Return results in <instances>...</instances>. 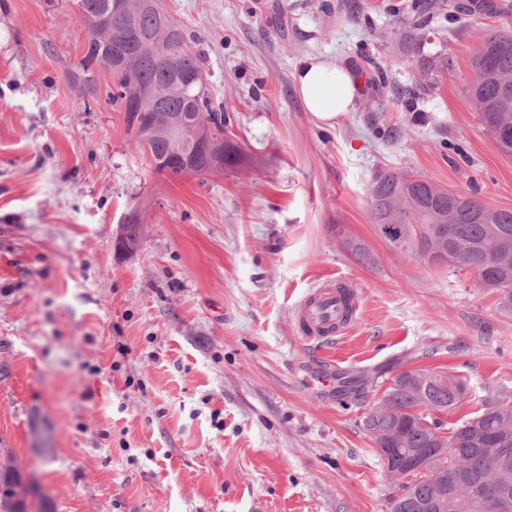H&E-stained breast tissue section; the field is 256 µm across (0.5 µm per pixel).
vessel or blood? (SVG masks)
Masks as SVG:
<instances>
[{"label":"vessel or blood","mask_w":512,"mask_h":512,"mask_svg":"<svg viewBox=\"0 0 512 512\" xmlns=\"http://www.w3.org/2000/svg\"><path fill=\"white\" fill-rule=\"evenodd\" d=\"M357 311L356 293L327 283L307 293L297 304V332L305 343L318 346L344 334Z\"/></svg>","instance_id":"obj_1"}]
</instances>
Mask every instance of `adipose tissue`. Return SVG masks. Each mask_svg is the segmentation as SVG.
Listing matches in <instances>:
<instances>
[{
  "instance_id": "adipose-tissue-1",
  "label": "adipose tissue",
  "mask_w": 512,
  "mask_h": 512,
  "mask_svg": "<svg viewBox=\"0 0 512 512\" xmlns=\"http://www.w3.org/2000/svg\"><path fill=\"white\" fill-rule=\"evenodd\" d=\"M360 81L333 61L305 60L295 74V89L307 112L322 126L335 125L354 111Z\"/></svg>"
}]
</instances>
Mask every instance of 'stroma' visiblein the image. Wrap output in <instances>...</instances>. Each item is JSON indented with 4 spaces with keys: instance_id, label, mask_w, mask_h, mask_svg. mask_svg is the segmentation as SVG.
I'll return each mask as SVG.
<instances>
[{
    "instance_id": "stroma-1",
    "label": "stroma",
    "mask_w": 512,
    "mask_h": 512,
    "mask_svg": "<svg viewBox=\"0 0 512 512\" xmlns=\"http://www.w3.org/2000/svg\"><path fill=\"white\" fill-rule=\"evenodd\" d=\"M412 0H161L204 59L215 106L260 165L155 171L107 94L73 78L75 0H0V471L25 512H390L398 484L362 419L403 369L467 385L445 426L512 403V312L470 271L394 250L369 217L390 168L512 209V159L467 98L487 29L512 10L426 22L437 79L404 41ZM349 67L354 112L319 125L294 77ZM134 251L114 243L130 210ZM375 263L358 264L347 240ZM330 280L361 299L331 385L294 328Z\"/></svg>"
}]
</instances>
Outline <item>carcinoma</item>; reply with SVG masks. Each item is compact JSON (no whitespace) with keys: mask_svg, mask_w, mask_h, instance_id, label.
I'll return each instance as SVG.
<instances>
[{"mask_svg":"<svg viewBox=\"0 0 512 512\" xmlns=\"http://www.w3.org/2000/svg\"><path fill=\"white\" fill-rule=\"evenodd\" d=\"M84 22V53L74 77L94 89V73L105 71L112 77V104L125 113L129 129L133 130L140 147L151 160L168 155L170 144L162 133L142 140L143 132L134 125L130 109V94L137 92L148 102L157 89L166 92L165 106L155 113V126L162 127L167 113L183 109L181 85L169 67V60H178L184 72H203L202 59L190 48L186 35L175 45L162 40L154 16L141 10L136 3L112 14L106 39L96 34L97 20L106 13L111 0H75ZM432 4L422 0L418 19L405 32L409 54L418 58L427 72L440 75L448 69V60L423 54L424 33L420 18ZM139 36V53L121 71L112 70L106 58L109 49L125 48L134 36ZM475 78L468 94L478 112L483 130L498 145V132L509 120L502 104V89L512 82V35L489 31L481 41L472 60ZM196 112L218 133H228L230 117L224 109L213 106L210 91H204ZM252 166L258 158L241 145L224 146V169L235 171L241 163ZM371 219L380 235L389 239L384 225H403L404 244L401 252L421 257L420 250L432 244L431 233L436 227L452 223L454 234L448 245L458 254L452 265L455 271L471 270L486 288L498 293L499 304L512 311V256L503 262L499 244L512 241V210L494 207L477 196L462 191L445 190L433 182L407 173L384 169L372 181L370 192ZM121 237L130 244L139 242L143 231L140 213H134L121 225ZM467 385L443 371L413 369L398 373L373 404L378 411L376 431L370 433L372 443L383 465L397 456L403 457L409 448H430L437 434L443 432V422L433 414L448 412L464 399ZM512 448V405L489 400L476 416L454 424L444 436L448 456V504L445 512H502L499 506L454 486L457 467L476 481L495 477L502 468L488 448H499L503 441ZM21 479L17 470L0 474V512H25V503L14 499L11 488ZM434 479L426 473L413 474L400 486L401 493L392 499L390 512H414L416 504L431 495Z\"/></svg>","mask_w":512,"mask_h":512,"instance_id":"obj_1","label":"carcinoma"}]
</instances>
